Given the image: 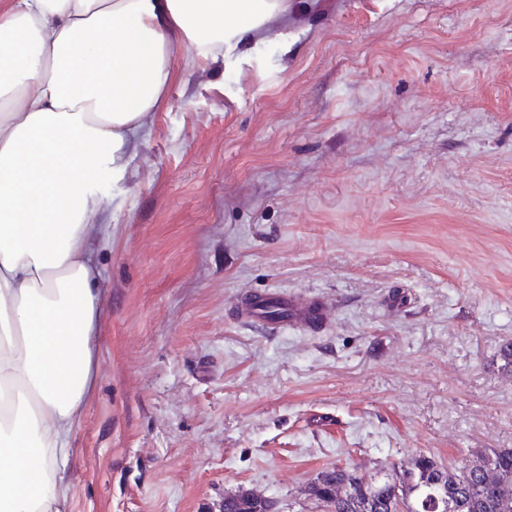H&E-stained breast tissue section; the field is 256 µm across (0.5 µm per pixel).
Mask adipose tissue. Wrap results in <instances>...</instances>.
I'll return each mask as SVG.
<instances>
[{"label":"adipose tissue","mask_w":512,"mask_h":512,"mask_svg":"<svg viewBox=\"0 0 512 512\" xmlns=\"http://www.w3.org/2000/svg\"><path fill=\"white\" fill-rule=\"evenodd\" d=\"M288 0H0V512H63L95 386L93 188L120 172L174 80Z\"/></svg>","instance_id":"adipose-tissue-1"}]
</instances>
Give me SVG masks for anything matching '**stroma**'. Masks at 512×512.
Listing matches in <instances>:
<instances>
[{"mask_svg": "<svg viewBox=\"0 0 512 512\" xmlns=\"http://www.w3.org/2000/svg\"><path fill=\"white\" fill-rule=\"evenodd\" d=\"M176 78L95 189L71 512H315L341 465L512 448V0H291ZM332 301L272 329L241 301ZM272 503L250 492L224 497V512H271Z\"/></svg>", "mask_w": 512, "mask_h": 512, "instance_id": "1", "label": "stroma"}]
</instances>
